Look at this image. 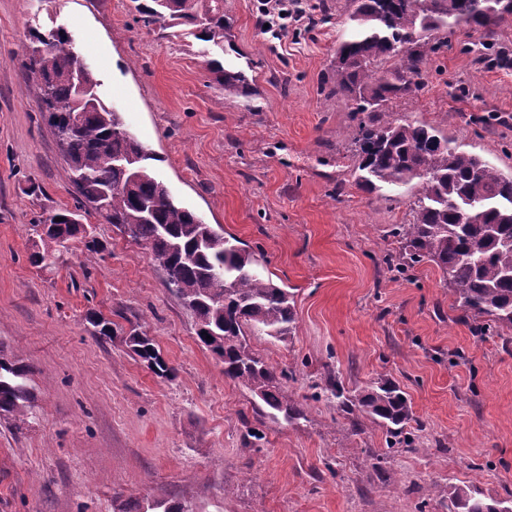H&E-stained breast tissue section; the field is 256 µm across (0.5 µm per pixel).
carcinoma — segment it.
<instances>
[{"label":"carcinoma","instance_id":"1","mask_svg":"<svg viewBox=\"0 0 512 512\" xmlns=\"http://www.w3.org/2000/svg\"><path fill=\"white\" fill-rule=\"evenodd\" d=\"M137 21L146 28L170 22L196 38L222 46L230 23L224 0H133ZM351 32L336 48L326 84L339 100L355 102L358 116L355 144L356 184L373 193L412 182L419 185L413 221L396 224L391 235L399 253L384 260L412 268L428 260L448 277L463 317L478 321L483 334L512 328V174L504 175L479 156L450 145L437 128L399 122L390 117V102L418 93L431 62L443 47L435 36L463 23L475 32L489 31L497 16L512 14V0H353ZM237 52L233 43H228ZM83 62L74 41L60 28L34 29L25 52V66L40 81L41 108L73 175L80 203L107 196L108 223L147 250L166 275V283L195 319L198 340L207 348L224 341L218 353L224 377L240 384L266 408L265 415L292 424L308 420L304 405L284 389L283 373L261 358L249 336L260 331L273 338L296 328L294 293L265 274L264 254L240 248L224 230L205 223L181 206L158 176L157 156L126 128L120 113L96 97L93 74L84 76L94 96H86L76 73ZM226 97L257 95L242 69L210 62ZM83 113L73 130L69 119ZM76 210L55 212L39 224L40 243L30 255L37 266L45 257L87 228L71 222ZM125 343L153 372L172 373L154 340L133 326ZM31 370L19 359L0 361V412L14 428L30 423L35 395ZM328 389L351 428L365 417L400 437L413 412L398 386L381 380L369 390L347 395L335 379ZM460 512H512L499 502L487 503L477 490L450 492ZM148 512H195L186 502L155 500Z\"/></svg>","mask_w":512,"mask_h":512}]
</instances>
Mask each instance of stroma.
I'll list each match as a JSON object with an SVG mask.
<instances>
[{"label":"stroma","instance_id":"1","mask_svg":"<svg viewBox=\"0 0 512 512\" xmlns=\"http://www.w3.org/2000/svg\"><path fill=\"white\" fill-rule=\"evenodd\" d=\"M325 2L314 27L283 40L256 0H224L234 63L259 94L224 97L207 63L221 48L185 28L150 30L131 0H0V345L32 368L34 417L0 418V512H118L123 500L188 501L197 512H450L448 492L512 500V329L461 320L442 271L387 268L390 231L410 223L417 188L367 193L352 175V103L324 81L348 33L350 0ZM61 27L97 93L158 157L160 177L206 223L262 250L294 292L296 329L252 336L254 350L304 403L309 420L272 421L198 341L192 315L150 255L96 213L98 243L74 239L30 264L37 223L76 206L69 166L23 66L32 27ZM512 55V15L491 34L456 26L424 87L392 118L438 127L460 150L512 172V68L467 45ZM96 312L137 325L174 370L158 377L121 337L99 339ZM357 394L388 379L419 427L412 445L346 425L328 375Z\"/></svg>","mask_w":512,"mask_h":512}]
</instances>
